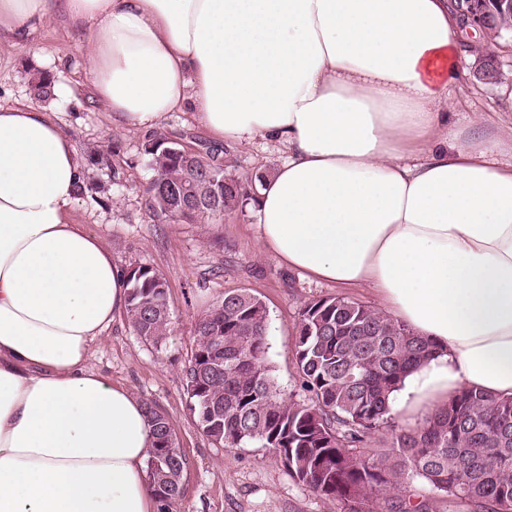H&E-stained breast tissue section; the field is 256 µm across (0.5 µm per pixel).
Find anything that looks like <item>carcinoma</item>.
Segmentation results:
<instances>
[{"label":"carcinoma","mask_w":512,"mask_h":512,"mask_svg":"<svg viewBox=\"0 0 512 512\" xmlns=\"http://www.w3.org/2000/svg\"><path fill=\"white\" fill-rule=\"evenodd\" d=\"M33 96H52L44 71ZM155 178L147 208L198 223L235 209L249 185L217 157L201 158L160 134L144 149ZM126 314L134 332L160 347L170 335L168 285L148 266L127 269ZM268 310L254 294H224L195 323L185 391L198 429L226 448L259 444L313 494L345 512H433L444 498L459 512H512V399L460 390L414 426L395 422L388 395L431 354L430 343L385 313L344 297L308 303L295 357L308 402L284 398L267 362ZM154 445L147 471L170 512L183 489L187 459L169 450V418L146 405Z\"/></svg>","instance_id":"1"}]
</instances>
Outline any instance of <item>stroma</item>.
Here are the masks:
<instances>
[{
	"label": "stroma",
	"mask_w": 512,
	"mask_h": 512,
	"mask_svg": "<svg viewBox=\"0 0 512 512\" xmlns=\"http://www.w3.org/2000/svg\"><path fill=\"white\" fill-rule=\"evenodd\" d=\"M80 41L78 33L55 24L36 29L22 44L0 43V106L33 105L29 79L33 71H45L55 85L72 90L69 98L53 97L46 107L80 157L117 145L107 164L94 169L96 184L79 196L73 221L96 235L120 266L145 265L163 275L172 328L166 343L156 348L133 331L126 316H117L96 344L90 367L168 415L176 445L188 460L174 512H343L340 502L317 497L295 481L268 449L225 448L208 440L188 409L185 372L197 319L226 292L244 288L269 311L267 360L278 389L283 397L303 401L294 342L305 304L333 296L377 309L378 295L365 286L330 284L286 268L262 251L256 219L246 205L202 224L154 218L144 197L153 172L143 148L152 133L120 127L90 95ZM496 55L502 82L473 83L456 107L459 123L512 120V40L502 39ZM156 131L201 156L219 150L227 170L243 179L272 169L282 157L260 138L215 148L208 131L188 112L167 113Z\"/></svg>",
	"instance_id": "1"
}]
</instances>
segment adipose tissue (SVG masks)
<instances>
[{
	"label": "adipose tissue",
	"mask_w": 512,
	"mask_h": 512,
	"mask_svg": "<svg viewBox=\"0 0 512 512\" xmlns=\"http://www.w3.org/2000/svg\"><path fill=\"white\" fill-rule=\"evenodd\" d=\"M79 32L89 91L126 127L192 113L284 152L254 204L288 268L375 288L432 355L389 396L420 417L464 388L512 398V161L454 122L451 0H0V40ZM85 167L48 112L0 107V512H158L145 406L89 368L123 267L73 223Z\"/></svg>",
	"instance_id": "adipose-tissue-1"
}]
</instances>
